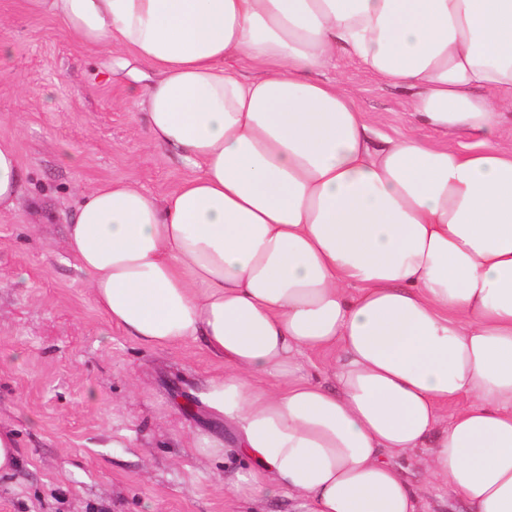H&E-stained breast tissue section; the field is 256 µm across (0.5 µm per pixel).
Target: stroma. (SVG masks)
<instances>
[{
  "label": "stroma",
  "mask_w": 512,
  "mask_h": 512,
  "mask_svg": "<svg viewBox=\"0 0 512 512\" xmlns=\"http://www.w3.org/2000/svg\"><path fill=\"white\" fill-rule=\"evenodd\" d=\"M0 43V140L22 172L15 208L0 213V426L20 449L18 470L0 478V512H297L285 496H225L232 428L224 458L186 449L212 423L196 400L219 361L199 340L142 348L97 309L67 253L86 190L130 182L161 199L187 174L149 143L139 88L25 0H0ZM327 75L356 90L382 135L438 143L403 90L349 59Z\"/></svg>",
  "instance_id": "1"
}]
</instances>
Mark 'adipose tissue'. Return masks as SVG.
I'll return each mask as SVG.
<instances>
[{
  "label": "adipose tissue",
  "mask_w": 512,
  "mask_h": 512,
  "mask_svg": "<svg viewBox=\"0 0 512 512\" xmlns=\"http://www.w3.org/2000/svg\"><path fill=\"white\" fill-rule=\"evenodd\" d=\"M26 7L156 75L136 105L188 174L161 201L91 188L66 245L112 326L222 363L199 397L245 460L225 494L425 512L396 462L419 452L469 512H512V0ZM340 55L408 90L445 143L373 146L354 90L318 77ZM21 179L0 141V212Z\"/></svg>",
  "instance_id": "ef3b65f1"
}]
</instances>
